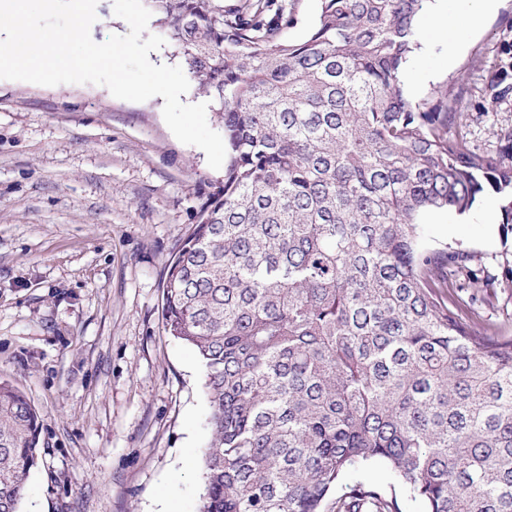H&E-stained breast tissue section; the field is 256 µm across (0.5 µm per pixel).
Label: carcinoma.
<instances>
[{"label": "carcinoma", "mask_w": 512, "mask_h": 512, "mask_svg": "<svg viewBox=\"0 0 512 512\" xmlns=\"http://www.w3.org/2000/svg\"><path fill=\"white\" fill-rule=\"evenodd\" d=\"M216 105L224 183L168 267L164 329L205 371L212 438L199 512H402L344 479L385 465L424 512H512V336L458 297L489 287L420 217L501 195L494 153L458 131V95L414 100L405 70L428 0H318L290 40L284 0H145ZM512 61L489 82L492 97ZM39 417L0 381V512H19Z\"/></svg>", "instance_id": "obj_1"}]
</instances>
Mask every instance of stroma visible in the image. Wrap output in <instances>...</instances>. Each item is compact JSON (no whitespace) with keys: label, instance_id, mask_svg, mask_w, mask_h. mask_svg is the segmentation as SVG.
Returning <instances> with one entry per match:
<instances>
[{"label":"stroma","instance_id":"obj_1","mask_svg":"<svg viewBox=\"0 0 512 512\" xmlns=\"http://www.w3.org/2000/svg\"><path fill=\"white\" fill-rule=\"evenodd\" d=\"M474 0L423 16L406 91L461 99L470 149L512 128V97L487 82L512 51V0L483 24ZM458 43L449 56V43ZM164 99L115 98L95 84L0 80V378L40 420L38 463L20 512H199L211 438L195 349L161 317L168 264L224 181L166 125ZM485 191L459 214L424 215L429 247L468 251L495 276L476 310L512 332V261Z\"/></svg>","mask_w":512,"mask_h":512}]
</instances>
